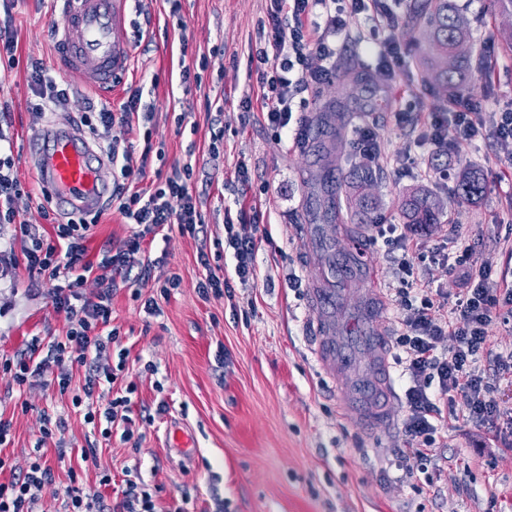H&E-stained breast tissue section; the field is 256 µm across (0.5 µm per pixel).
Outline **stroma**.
Wrapping results in <instances>:
<instances>
[{"label": "stroma", "mask_w": 512, "mask_h": 512, "mask_svg": "<svg viewBox=\"0 0 512 512\" xmlns=\"http://www.w3.org/2000/svg\"><path fill=\"white\" fill-rule=\"evenodd\" d=\"M456 2L477 51L493 67L491 79L467 80L462 95L489 122L512 106V49L498 37L500 29L512 26V15L499 12L492 0ZM268 5L181 0L179 28L168 0H143V38L133 44L129 69L107 95L62 72L51 0H17L11 23L20 63L0 73V106L10 109L0 132L12 144L14 175L26 192L17 201L20 213L46 229L58 214L54 203H47L43 215L28 204L41 189L27 138L53 120L83 130L98 150L114 140L142 148L134 133L104 129L97 120L102 106L119 108L127 87L141 84L155 102L152 141L165 159L152 161L132 186L148 188L173 167L192 162L191 190L202 230L192 236L174 227L148 245L145 257L156 263L154 278H180L169 298H159V315L143 309L144 298L156 296L152 285L141 286L138 301L128 287L112 297V324L129 351L122 383L135 388L131 417L143 436L140 451L119 437L106 441L95 435L70 395L38 384L17 395L0 375V415L12 421L11 441L0 454L15 468H26L41 437V413L67 418V459L58 461L56 450L48 449L55 481L43 489L39 512H59L70 483L68 461L82 448L96 449L98 457L97 468L81 473L84 485H95L98 469L135 466L159 487L165 512H512V426L499 420L456 422L440 429L427 457L405 470L396 455L404 445L401 411L372 430L341 414L333 383L308 346L314 315L306 289L328 271L299 243L301 225H335L342 248L362 244L380 288L390 296L401 286L393 275V248L373 239L372 227L402 223L403 194L422 188L438 196L444 210L439 223L417 236L414 280L455 296L463 274H448L436 261L455 234L471 245L474 261L489 265L491 280L512 278V167L506 163L512 144L480 137L456 144L449 162L433 154L422 118L441 104L442 95L421 65L424 31L407 23L406 5L398 0L390 27L342 15L345 30L333 75L296 105L293 117L304 124V142L293 147L292 134L268 126L260 107L242 108L243 99L262 93L251 49ZM390 38L399 44L403 64L388 82L376 70L373 49ZM202 59L208 67L201 81L181 84L182 67L197 68ZM34 60L70 87L67 104L48 118L40 115L29 82ZM361 126L375 130L382 153L371 187L378 207L367 224L353 223L339 188L351 164L362 161L354 145ZM217 130L224 133L223 149L213 157L208 145ZM241 161L251 172L245 184L236 174ZM442 165L450 172L444 181L434 175ZM468 168L486 183L484 196L473 203L454 196L455 177ZM228 209L260 226L258 280L244 285L231 279L230 295L205 298L198 292V254L207 251L212 265H219ZM85 220L96 225L88 242L93 259L131 231L110 203ZM12 234V225L0 224V243L6 245L0 250V352L8 354L26 349L33 338L61 337L68 330L65 316L51 307V283L25 271L24 245ZM162 403L167 410L161 414ZM174 421L196 434L192 461L166 445L165 431Z\"/></svg>", "instance_id": "stroma-1"}]
</instances>
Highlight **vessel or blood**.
I'll return each instance as SVG.
<instances>
[{"label": "vessel or blood", "instance_id": "obj_1", "mask_svg": "<svg viewBox=\"0 0 512 512\" xmlns=\"http://www.w3.org/2000/svg\"><path fill=\"white\" fill-rule=\"evenodd\" d=\"M56 4L60 34L56 55L61 65L78 75L84 86L111 92L116 78L130 64L127 23L132 0H56ZM29 150L44 165V192L64 215L83 214L107 194L106 161L76 128L45 129L32 137ZM301 245L305 253L336 265L340 276L357 277L362 285L358 329L353 336L340 332L336 322L340 297L329 281L308 287L307 301L315 312L309 346L319 368L335 382L342 411L362 423L380 421L390 394V362L378 334L382 310L375 301L377 272L340 258L334 225H302ZM360 346L370 349V358L358 359Z\"/></svg>", "mask_w": 512, "mask_h": 512}]
</instances>
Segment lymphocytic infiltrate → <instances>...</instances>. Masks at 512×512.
<instances>
[{"instance_id": "obj_1", "label": "lymphocytic infiltrate", "mask_w": 512, "mask_h": 512, "mask_svg": "<svg viewBox=\"0 0 512 512\" xmlns=\"http://www.w3.org/2000/svg\"><path fill=\"white\" fill-rule=\"evenodd\" d=\"M265 20L258 27L263 46L257 47L258 75L262 88L263 114L268 125L288 129L293 102L303 93L315 92L331 75L336 45L331 35L338 25H322V13L337 9L358 15L370 12L374 23L389 22L386 0H269ZM153 119V106L144 102L142 88L132 89L119 109L102 107L99 123L106 128H146ZM429 141L439 156H447L453 145L474 139L490 127L496 141H512V109L496 113L484 123L469 107L437 106L429 114ZM154 152L152 142L142 150L113 142L108 159L118 170L112 185V201L134 224L131 234L103 249L100 258H87L86 243L92 225L75 219L55 225L53 235L20 218L16 202L24 194L16 180L11 155L0 147V223L13 224L24 243L25 268L53 283L51 306L65 313L69 330L65 337L48 342L33 339L26 350L0 354V373L9 376L12 387L24 390L33 382L46 389L70 394L73 407L83 410L84 421L111 439L121 428V439L140 449L130 416L132 400L120 395L106 406L95 404L101 384H115L123 377L129 352L120 346V331L112 325V295L119 284L149 280L152 268L140 259L146 238L170 225L181 233L196 234L201 215L190 191L191 163L176 168L172 176L153 184L145 192H128L127 181L143 174ZM224 247L234 260L239 281L257 280L256 254L259 227L224 218ZM428 282H420L416 293L401 290L397 301L404 314L396 338L397 361L405 384L403 432L404 462L421 461L440 424L466 417L476 421L497 418L500 409L490 397L486 373L477 360L481 353L495 351V325L512 326V283L493 284L486 269L467 275L454 304L433 299ZM117 347L118 361L101 365L110 347ZM84 371V382L72 387L66 367ZM54 471L45 449H36L22 473L0 482V512H35L43 488L52 484ZM157 491L142 476L126 479L122 496L106 506L102 495L76 484L66 486L62 512H159Z\"/></svg>"}]
</instances>
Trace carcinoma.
I'll list each match as a JSON object with an SVG mask.
<instances>
[{"mask_svg": "<svg viewBox=\"0 0 512 512\" xmlns=\"http://www.w3.org/2000/svg\"><path fill=\"white\" fill-rule=\"evenodd\" d=\"M407 15L410 22L426 29L422 64L448 89L446 100L456 99L464 80L472 73L491 77L492 65L483 55L475 53L468 29L456 26L460 12L455 0H409ZM375 180L376 173L364 164L353 167L346 176V207L359 217L361 224L376 204V199L366 192ZM485 191L486 184L480 174L464 171L457 180L455 198L474 202ZM400 208L406 223L421 226L440 223L443 212L435 195L418 189L403 196Z\"/></svg>", "mask_w": 512, "mask_h": 512, "instance_id": "obj_1", "label": "carcinoma"}]
</instances>
